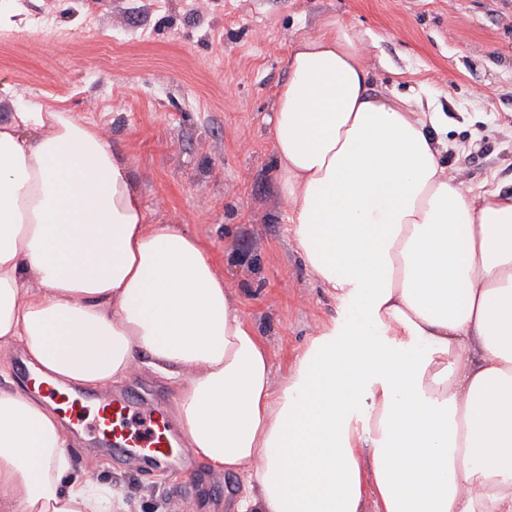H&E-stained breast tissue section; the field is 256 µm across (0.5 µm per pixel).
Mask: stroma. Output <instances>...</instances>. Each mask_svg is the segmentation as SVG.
<instances>
[{"label": "stroma", "instance_id": "35a3bbf8", "mask_svg": "<svg viewBox=\"0 0 512 512\" xmlns=\"http://www.w3.org/2000/svg\"><path fill=\"white\" fill-rule=\"evenodd\" d=\"M0 123L30 105L97 128L144 203L186 225L230 283L282 374L340 307L298 254L276 176L274 92L292 44L348 25L370 90L420 97L448 120V172L512 193V0H0ZM74 458L137 512H234L241 479L204 463L153 471L71 432Z\"/></svg>", "mask_w": 512, "mask_h": 512}]
</instances>
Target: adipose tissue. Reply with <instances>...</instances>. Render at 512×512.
<instances>
[{
    "instance_id": "adipose-tissue-1",
    "label": "adipose tissue",
    "mask_w": 512,
    "mask_h": 512,
    "mask_svg": "<svg viewBox=\"0 0 512 512\" xmlns=\"http://www.w3.org/2000/svg\"><path fill=\"white\" fill-rule=\"evenodd\" d=\"M268 121L294 240L352 317L274 377L198 239L68 113L0 125V347L53 383L148 365L236 512H512V194L461 188L437 113L372 96L338 23L298 40ZM45 399L0 388V512H127Z\"/></svg>"
}]
</instances>
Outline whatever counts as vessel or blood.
<instances>
[{"instance_id":"obj_1","label":"vessel or blood","mask_w":512,"mask_h":512,"mask_svg":"<svg viewBox=\"0 0 512 512\" xmlns=\"http://www.w3.org/2000/svg\"><path fill=\"white\" fill-rule=\"evenodd\" d=\"M26 382L48 398L59 415L71 423L90 420L98 439L121 453L127 463L145 460L179 463L191 454L172 426L169 406L164 399L140 403L133 397L116 393L92 403L84 394L59 389L35 372L28 373Z\"/></svg>"}]
</instances>
